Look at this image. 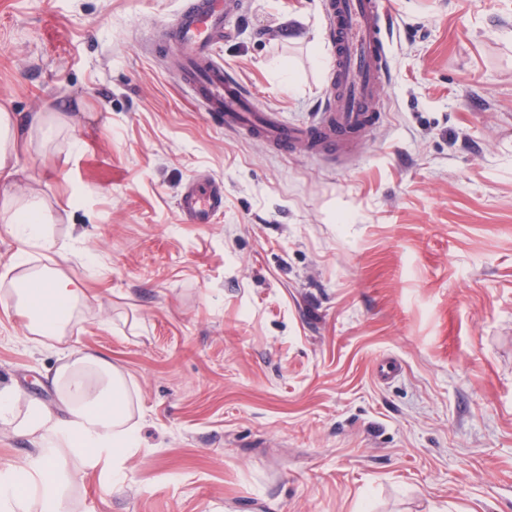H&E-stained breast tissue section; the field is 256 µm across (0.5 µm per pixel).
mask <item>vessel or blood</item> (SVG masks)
Here are the masks:
<instances>
[{
    "label": "vessel or blood",
    "mask_w": 512,
    "mask_h": 512,
    "mask_svg": "<svg viewBox=\"0 0 512 512\" xmlns=\"http://www.w3.org/2000/svg\"><path fill=\"white\" fill-rule=\"evenodd\" d=\"M336 65L331 91L318 122L288 128L275 113L260 109L250 91L214 54V45L240 8L239 0H195L164 32L165 44L184 60V83L205 111L224 119L225 128L254 135L277 151L291 143L323 146L350 139L375 117L380 88L390 75L389 26L384 0H325ZM176 207L191 224H209L224 212V183L202 177L187 183Z\"/></svg>",
    "instance_id": "obj_1"
}]
</instances>
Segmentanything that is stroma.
<instances>
[{
  "label": "stroma",
  "mask_w": 512,
  "mask_h": 512,
  "mask_svg": "<svg viewBox=\"0 0 512 512\" xmlns=\"http://www.w3.org/2000/svg\"><path fill=\"white\" fill-rule=\"evenodd\" d=\"M193 0H0V102L84 115L19 188L93 297L68 345L0 305V384L56 408L72 351L125 374L138 445L70 512H512V0H388L391 75L357 147L278 153L178 79ZM216 56L306 126L330 90L324 0H245ZM205 173L224 215L184 223ZM383 356L402 369L373 374Z\"/></svg>",
  "instance_id": "stroma-1"
}]
</instances>
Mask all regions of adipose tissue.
<instances>
[{
  "instance_id": "adipose-tissue-1",
  "label": "adipose tissue",
  "mask_w": 512,
  "mask_h": 512,
  "mask_svg": "<svg viewBox=\"0 0 512 512\" xmlns=\"http://www.w3.org/2000/svg\"><path fill=\"white\" fill-rule=\"evenodd\" d=\"M76 128V115L59 106L14 112L0 104V185L15 183L20 153L46 148L59 130ZM51 219L39 193H11L0 199V227L19 245L9 266L11 278L0 299L22 318L31 340L40 345L68 340L74 320L85 315L90 297L65 274L64 252L55 250ZM44 253L42 262L28 261L31 250ZM63 412L28 399L17 411V387H0V425L42 444L54 440L85 463H121L137 446L130 423L129 392L123 372L104 355L79 353L50 377ZM68 479L62 478L51 451L38 453L0 474V512H68Z\"/></svg>"
}]
</instances>
